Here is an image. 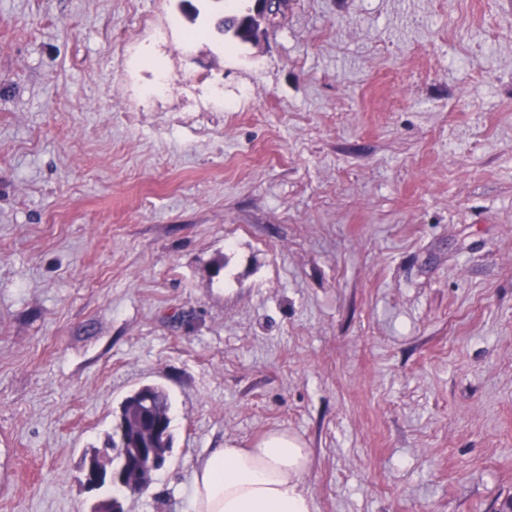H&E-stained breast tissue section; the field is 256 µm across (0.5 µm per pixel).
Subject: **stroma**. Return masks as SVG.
I'll use <instances>...</instances> for the list:
<instances>
[{"label":"stroma","mask_w":512,"mask_h":512,"mask_svg":"<svg viewBox=\"0 0 512 512\" xmlns=\"http://www.w3.org/2000/svg\"><path fill=\"white\" fill-rule=\"evenodd\" d=\"M224 15L0 0V512L108 499L145 385L173 448L125 512L273 430L314 512H512V0ZM219 29L224 35H230L234 40L246 43L257 39V29L251 15V10L247 14H235L225 16L218 24ZM149 399L150 402H147L145 399H143L142 401H144L145 404H142L140 401H138L137 397L132 394L128 396L121 404L120 411L133 402H137L138 406L145 413L156 417L164 416L168 411H170L169 395L163 388L159 386L153 388Z\"/></svg>","instance_id":"obj_1"}]
</instances>
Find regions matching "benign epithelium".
Returning a JSON list of instances; mask_svg holds the SVG:
<instances>
[{
  "mask_svg": "<svg viewBox=\"0 0 512 512\" xmlns=\"http://www.w3.org/2000/svg\"><path fill=\"white\" fill-rule=\"evenodd\" d=\"M138 428L144 432L145 442L129 452V426L124 419H118L112 442L100 448L97 459L84 468L87 487L93 489L106 480L110 481L113 489L108 505L110 512L120 509V497L145 493L151 485L153 473L166 463V457L160 452V445L167 436L165 423L156 421L147 425L141 422Z\"/></svg>",
  "mask_w": 512,
  "mask_h": 512,
  "instance_id": "7a95c632",
  "label": "benign epithelium"
}]
</instances>
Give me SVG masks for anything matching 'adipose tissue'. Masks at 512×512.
<instances>
[{"mask_svg": "<svg viewBox=\"0 0 512 512\" xmlns=\"http://www.w3.org/2000/svg\"><path fill=\"white\" fill-rule=\"evenodd\" d=\"M310 465L309 448L284 431L250 448L213 449L193 473L189 512H314L303 485Z\"/></svg>", "mask_w": 512, "mask_h": 512, "instance_id": "obj_1", "label": "adipose tissue"}]
</instances>
